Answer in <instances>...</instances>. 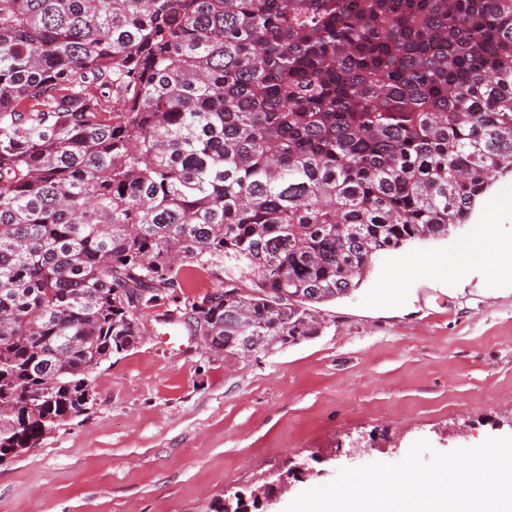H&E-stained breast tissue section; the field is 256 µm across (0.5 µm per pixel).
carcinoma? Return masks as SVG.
<instances>
[{
  "mask_svg": "<svg viewBox=\"0 0 512 512\" xmlns=\"http://www.w3.org/2000/svg\"><path fill=\"white\" fill-rule=\"evenodd\" d=\"M511 167L512 0H0V462L83 414L126 297L188 263L192 332L299 344Z\"/></svg>",
  "mask_w": 512,
  "mask_h": 512,
  "instance_id": "obj_1",
  "label": "carcinoma"
}]
</instances>
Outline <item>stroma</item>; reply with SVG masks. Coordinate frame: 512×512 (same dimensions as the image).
I'll list each match as a JSON object with an SVG mask.
<instances>
[{
  "label": "stroma",
  "mask_w": 512,
  "mask_h": 512,
  "mask_svg": "<svg viewBox=\"0 0 512 512\" xmlns=\"http://www.w3.org/2000/svg\"><path fill=\"white\" fill-rule=\"evenodd\" d=\"M491 232L512 240V170L448 238L379 258L320 336L246 358L207 353L175 302L139 311L144 340L99 368L94 408L0 464V512H205L305 465L284 512L420 439L445 453L512 436V287L471 256Z\"/></svg>",
  "instance_id": "1"
}]
</instances>
